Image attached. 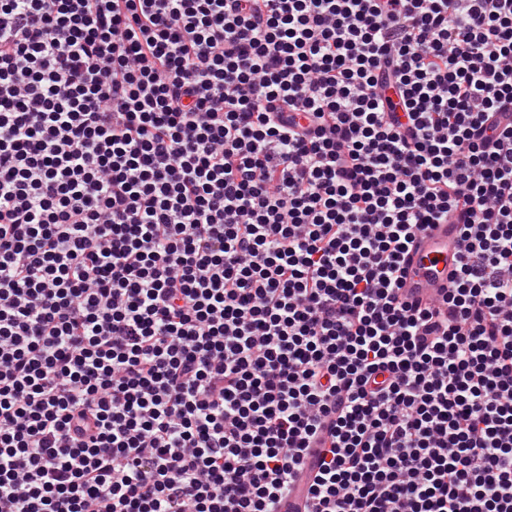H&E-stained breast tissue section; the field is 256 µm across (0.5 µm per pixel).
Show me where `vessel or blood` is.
<instances>
[{"instance_id": "1", "label": "vessel or blood", "mask_w": 512, "mask_h": 512, "mask_svg": "<svg viewBox=\"0 0 512 512\" xmlns=\"http://www.w3.org/2000/svg\"><path fill=\"white\" fill-rule=\"evenodd\" d=\"M460 259V240L453 224H437L418 234L407 260L406 296L429 302L446 294Z\"/></svg>"}]
</instances>
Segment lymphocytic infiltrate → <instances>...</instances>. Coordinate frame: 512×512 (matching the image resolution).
I'll return each instance as SVG.
<instances>
[{"mask_svg":"<svg viewBox=\"0 0 512 512\" xmlns=\"http://www.w3.org/2000/svg\"><path fill=\"white\" fill-rule=\"evenodd\" d=\"M307 469L305 512H512V0H0V512ZM460 249L457 225L435 224L432 229L418 234L407 256L409 273L403 287L405 296L426 303L448 293Z\"/></svg>","mask_w":512,"mask_h":512,"instance_id":"lymphocytic-infiltrate-1","label":"lymphocytic infiltrate"}]
</instances>
